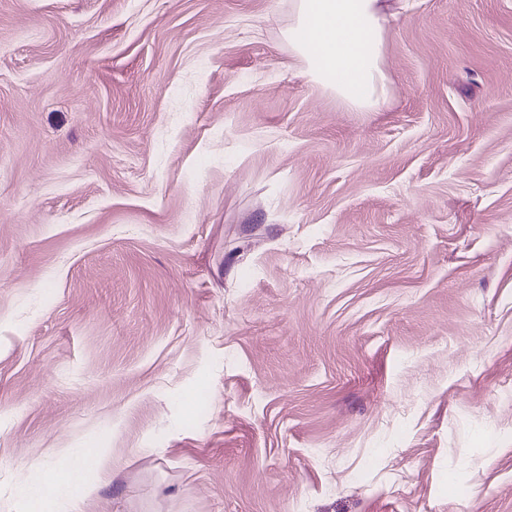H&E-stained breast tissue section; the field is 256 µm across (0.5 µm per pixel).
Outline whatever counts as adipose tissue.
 I'll list each match as a JSON object with an SVG mask.
<instances>
[{
    "mask_svg": "<svg viewBox=\"0 0 512 512\" xmlns=\"http://www.w3.org/2000/svg\"><path fill=\"white\" fill-rule=\"evenodd\" d=\"M392 0H295L296 17L286 34L304 62L302 76L333 93L354 112H377L388 102L390 82L383 43ZM104 481L102 459L86 451L46 473L42 485L27 489L29 512H41L47 498L74 490L94 492Z\"/></svg>",
    "mask_w": 512,
    "mask_h": 512,
    "instance_id": "ef3b65f1",
    "label": "adipose tissue"
}]
</instances>
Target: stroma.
I'll return each mask as SVG.
<instances>
[{
    "mask_svg": "<svg viewBox=\"0 0 512 512\" xmlns=\"http://www.w3.org/2000/svg\"><path fill=\"white\" fill-rule=\"evenodd\" d=\"M294 0H0V512H512V0H414L389 104ZM104 481L101 457L97 453L76 451L71 458L49 469L42 485L27 489L29 512L42 511L41 505L48 496L63 499L76 489L91 494Z\"/></svg>",
    "mask_w": 512,
    "mask_h": 512,
    "instance_id": "35a3bbf8",
    "label": "stroma"
}]
</instances>
